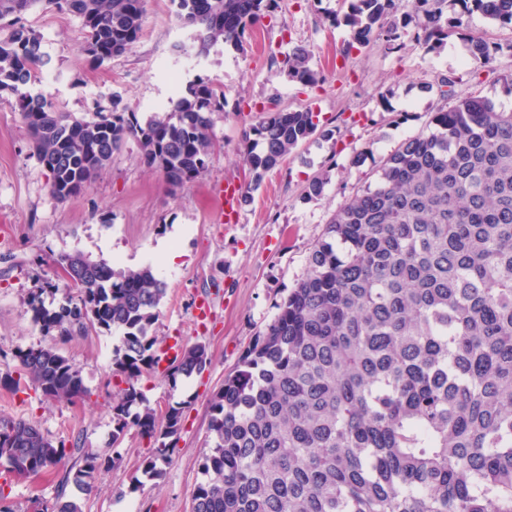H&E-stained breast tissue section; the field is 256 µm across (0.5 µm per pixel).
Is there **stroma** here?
Here are the masks:
<instances>
[{"label": "stroma", "instance_id": "1", "mask_svg": "<svg viewBox=\"0 0 512 512\" xmlns=\"http://www.w3.org/2000/svg\"><path fill=\"white\" fill-rule=\"evenodd\" d=\"M338 7V0H283L273 20L253 28L242 49L220 43L192 61L174 51L191 39L171 0H147L138 40L98 67L83 50L79 18L27 15L50 59L31 89L51 94L74 116H90L94 106H110L118 97L144 119L170 110L197 78L224 87V112L213 127L222 151L202 176L171 189L141 163L131 139L86 193L64 202L49 194L48 174L32 155L14 98L0 97V365L14 350L42 342L29 292L43 287L47 307L62 305L65 281L53 261L74 251L122 268L151 266L167 285L152 328L157 347L182 337L206 344L211 355L202 375L173 381L156 373L141 381L151 407L186 405L172 461L156 481L143 474L152 451L148 439L131 430L120 444L112 442L115 333L95 329L63 347L89 390L84 400L54 401L35 388L15 396L0 387V416L32 420L54 439L82 435L87 449L119 457V466L82 496L83 512H190L203 479L200 463L211 446V394L305 275L309 253L336 208L439 106L437 75L467 70V44L458 34L436 51L408 42L397 52L376 46L344 54L345 27L323 18ZM469 31L495 48L497 73L512 72V28L477 12ZM299 44L314 49L312 65L326 77L321 89L289 81L282 68ZM305 107L319 114L316 134L264 175L236 222H218L219 190L228 182L247 183L243 128L259 111ZM319 174L327 179L324 192L307 198L306 186ZM204 300L210 313L202 320L197 307ZM3 483L10 486L15 512H27L33 497L50 503L56 495L51 474L18 479L0 467Z\"/></svg>", "mask_w": 512, "mask_h": 512}]
</instances>
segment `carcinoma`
Returning a JSON list of instances; mask_svg holds the SVG:
<instances>
[{
    "label": "carcinoma",
    "mask_w": 512,
    "mask_h": 512,
    "mask_svg": "<svg viewBox=\"0 0 512 512\" xmlns=\"http://www.w3.org/2000/svg\"><path fill=\"white\" fill-rule=\"evenodd\" d=\"M192 28L194 54L222 41L243 46L278 0H172ZM325 13L347 27L344 55L406 36L437 49L464 30L470 13L512 26V0H341ZM81 21L84 50L98 65L138 38L145 0H0V94L15 97L33 157L51 196L87 191L129 138L141 162L171 187L194 181L217 145L213 116L224 89L198 78L173 109L144 121L112 99L92 117L60 112L27 87L48 63L23 23L33 11ZM473 70H494L489 44L468 39ZM312 52L297 45L283 60L288 79L324 82ZM463 77L437 78L452 101L426 129L388 154L375 179L336 209L308 268L258 334L237 370L212 393L211 451L191 512H512V109L492 96L460 97ZM309 108L264 112L242 131L248 187L315 134ZM68 295L57 310L31 291L45 342L19 348L0 385H30L54 400L88 396L62 346L96 326L119 334L112 375V444L135 427L153 442L143 473L163 476L182 429L184 407L156 410L139 381L155 372L152 327L166 283L151 268H115L81 252L56 259ZM208 348L178 346L166 373L202 374ZM119 458L89 451L78 435L55 441L34 422L0 418V465L24 476L57 475L55 500L34 512H82L69 487L89 493Z\"/></svg>",
    "instance_id": "obj_1"
}]
</instances>
